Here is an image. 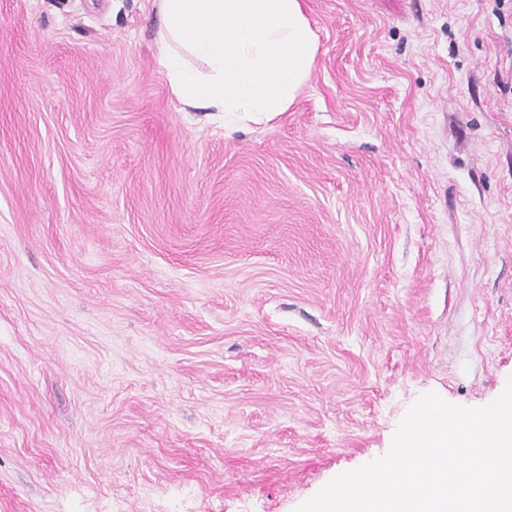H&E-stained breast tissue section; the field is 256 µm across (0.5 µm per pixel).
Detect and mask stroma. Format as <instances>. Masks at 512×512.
Returning <instances> with one entry per match:
<instances>
[{"label":"stroma","mask_w":512,"mask_h":512,"mask_svg":"<svg viewBox=\"0 0 512 512\" xmlns=\"http://www.w3.org/2000/svg\"><path fill=\"white\" fill-rule=\"evenodd\" d=\"M271 120L155 0H0V512H295L512 377V0H303Z\"/></svg>","instance_id":"1"}]
</instances>
